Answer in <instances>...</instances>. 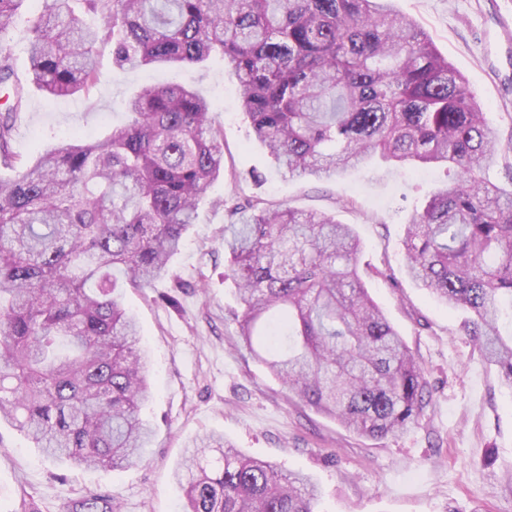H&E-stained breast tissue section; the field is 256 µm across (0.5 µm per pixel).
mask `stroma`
Segmentation results:
<instances>
[{
    "label": "stroma",
    "mask_w": 512,
    "mask_h": 512,
    "mask_svg": "<svg viewBox=\"0 0 512 512\" xmlns=\"http://www.w3.org/2000/svg\"><path fill=\"white\" fill-rule=\"evenodd\" d=\"M467 79L490 126L512 113V33L497 16L504 0H394ZM29 9L4 44L27 84L13 151L24 160L68 142L100 138L126 121L125 100L147 83L192 85L217 105L224 175L207 189L198 220L168 277L123 288L153 359L154 388L144 411L154 436L137 465L72 469L51 463L23 434L0 425V512H65L72 499L101 494L121 512H181L173 472L188 441L224 435L247 455L312 475L317 512H512V386L461 329L464 314L435 300L406 273L404 226L448 177L441 169L376 162L321 180L282 177L250 136L235 75L220 57L190 69H114L102 47V79L90 97L54 98L30 86ZM259 198L334 214L362 241L361 264L374 301L431 381V402L403 433L358 436L287 391L237 345L234 286L224 278L218 200Z\"/></svg>",
    "instance_id": "1"
}]
</instances>
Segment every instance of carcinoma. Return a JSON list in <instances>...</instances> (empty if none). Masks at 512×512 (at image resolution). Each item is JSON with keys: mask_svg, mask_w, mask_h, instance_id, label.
I'll return each instance as SVG.
<instances>
[{"mask_svg": "<svg viewBox=\"0 0 512 512\" xmlns=\"http://www.w3.org/2000/svg\"><path fill=\"white\" fill-rule=\"evenodd\" d=\"M31 81L89 96L97 56L119 68L196 66L220 55L239 81L254 141L291 177L320 179L378 156L434 165L451 183L406 224L407 273L463 321L512 384V139L503 147L463 75L392 0H32ZM24 0H0V422L47 459L139 463L151 358L112 269L135 288L170 273L208 185L224 172L213 101L147 85L129 122L26 162L11 141L25 86L1 43ZM101 18L93 29L82 14ZM504 170L506 183L485 176ZM224 278L241 348L301 401L359 436L408 429L430 403L425 370L368 292L351 225L318 211L235 202ZM174 473L183 512H315L317 484L210 435ZM67 512H120L104 495Z\"/></svg>", "mask_w": 512, "mask_h": 512, "instance_id": "cac0c4a2", "label": "carcinoma"}]
</instances>
